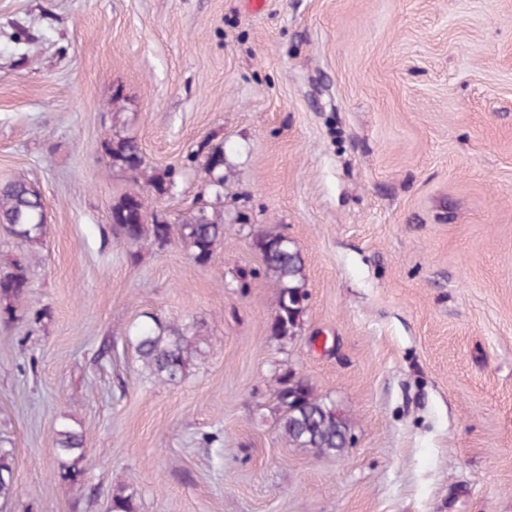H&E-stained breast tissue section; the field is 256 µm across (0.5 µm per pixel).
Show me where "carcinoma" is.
Wrapping results in <instances>:
<instances>
[{
    "label": "carcinoma",
    "instance_id": "cac0c4a2",
    "mask_svg": "<svg viewBox=\"0 0 512 512\" xmlns=\"http://www.w3.org/2000/svg\"><path fill=\"white\" fill-rule=\"evenodd\" d=\"M111 165L138 177L145 171L143 152L135 139L114 135L102 144ZM224 143H206L201 167L208 179L215 202L187 210L169 224L157 214H147L148 199L166 194L171 180L153 176L144 194H126L111 207L112 234L130 248L136 261L144 245L162 248L175 241L198 265L210 262L224 238ZM48 230L43 194L25 178L0 184V231L20 240L27 248L22 258L14 259L9 270L0 272V312L10 315L14 305L30 284L33 255L44 246ZM267 273L278 288L276 313L270 323L271 336L288 340L297 335L306 310L305 264L298 249L284 242V236L263 233L254 239ZM150 379L159 384H174L184 379L200 350V331L196 325L162 322L154 317L137 324L127 336ZM279 412V430L295 448H308L319 456H336L348 448L351 422L332 402L316 395L313 387L294 370L279 375L274 393ZM0 437V504H8L17 494L14 484L15 456ZM55 451L64 459L59 478L69 484L85 479L83 435L65 423L55 430ZM110 512H136L133 497L124 488L113 490Z\"/></svg>",
    "mask_w": 512,
    "mask_h": 512
}]
</instances>
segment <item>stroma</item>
I'll return each instance as SVG.
<instances>
[{
	"mask_svg": "<svg viewBox=\"0 0 512 512\" xmlns=\"http://www.w3.org/2000/svg\"><path fill=\"white\" fill-rule=\"evenodd\" d=\"M174 186L223 142L224 240L130 262L111 206ZM43 193L48 235L0 315V512H512V0H0V182ZM304 255L294 339L254 232ZM49 313L35 322V311ZM200 323L186 378L149 380L129 330ZM294 369L351 423L344 454L288 445L272 390ZM82 431V486L54 430ZM104 154L111 160L112 168L116 167L137 178L145 171L143 152L134 138L113 135L102 144ZM8 440L0 437V504L7 505L17 494L14 484L15 456L6 446Z\"/></svg>",
	"mask_w": 512,
	"mask_h": 512,
	"instance_id": "1",
	"label": "stroma"
}]
</instances>
